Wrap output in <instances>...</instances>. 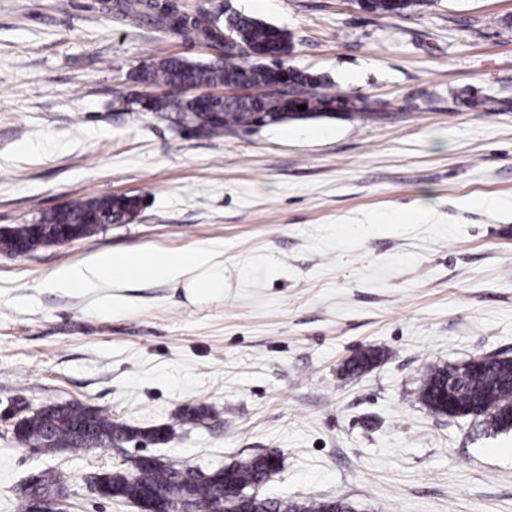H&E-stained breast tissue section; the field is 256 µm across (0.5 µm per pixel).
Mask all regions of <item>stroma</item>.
<instances>
[{
  "label": "stroma",
  "mask_w": 512,
  "mask_h": 512,
  "mask_svg": "<svg viewBox=\"0 0 512 512\" xmlns=\"http://www.w3.org/2000/svg\"><path fill=\"white\" fill-rule=\"evenodd\" d=\"M286 30L287 65L370 113L192 135L124 111L130 70L211 45L115 20L102 0H0V231L85 196L139 195L130 224L0 252V412L100 407L142 438L75 454L0 423V512L28 475L68 474L64 512H132L93 475L147 454L206 470L277 453L262 496L354 512H512V432L432 414L427 369L512 357V0H431L401 16L354 0H177ZM224 249V299L45 287L105 249ZM376 349L377 362L347 368ZM205 416L187 420L185 409ZM131 308V298L122 293H107L99 296L93 304V311L99 317H118Z\"/></svg>",
  "instance_id": "1"
}]
</instances>
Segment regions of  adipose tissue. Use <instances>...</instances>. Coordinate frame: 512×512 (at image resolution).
I'll return each mask as SVG.
<instances>
[{
    "label": "adipose tissue",
    "mask_w": 512,
    "mask_h": 512,
    "mask_svg": "<svg viewBox=\"0 0 512 512\" xmlns=\"http://www.w3.org/2000/svg\"><path fill=\"white\" fill-rule=\"evenodd\" d=\"M173 284L194 305L224 298V251L215 247L190 250H101L56 268L46 279L50 288L98 291L93 310L100 317H118L131 308L128 288Z\"/></svg>",
    "instance_id": "1"
}]
</instances>
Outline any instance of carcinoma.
I'll list each match as a JSON object with an SVG mask.
<instances>
[{
    "label": "carcinoma",
    "instance_id": "obj_1",
    "mask_svg": "<svg viewBox=\"0 0 512 512\" xmlns=\"http://www.w3.org/2000/svg\"><path fill=\"white\" fill-rule=\"evenodd\" d=\"M431 0H366L365 10L377 15L398 16L427 5ZM115 16L141 26L149 24L163 31L203 40L223 51L224 63L193 62L183 57H167L136 67L129 79L134 85L154 88L177 84L221 87L243 82L251 89L245 100L215 98L200 108L189 100L164 93L154 95L137 111L155 119L167 120L175 127L194 125L202 135L222 137L243 130L259 121L266 126L290 120L297 111L294 93H307L302 119L332 117L337 112L367 110L362 98H349L332 90L329 79L294 67L288 68V91H275L269 61L245 52V48L267 45L281 58L293 52L292 36L279 27L248 14L229 11L224 24L201 10L186 13L175 0H117ZM138 196L105 195L80 198L65 208L42 212L35 224H18L0 236V249L26 254L49 244L47 234L77 228L92 236L93 224H129L141 212ZM423 405L436 415L456 417L476 401L486 403L480 422L492 433L512 429V358L494 356L479 371L465 372L458 365L430 369L424 375L419 392ZM164 444L175 438L169 426L142 433L112 420L106 411L79 403H63L49 412L37 411L24 425L22 439L54 452L65 448L80 453L109 444L127 443L138 437ZM127 467L103 474L115 500L127 502L151 493L162 505L163 512H174L198 505L207 512H227V496L235 495L238 507L251 512H352L339 500L295 501L286 498H240L250 496L258 486L276 475L265 456L243 459L223 467L220 473L204 478L195 471L157 460L148 466L135 456ZM68 476L62 472H44L38 483L24 487L17 502V512H31L32 499L42 493L59 495L67 488Z\"/></svg>",
    "mask_w": 512,
    "mask_h": 512
}]
</instances>
